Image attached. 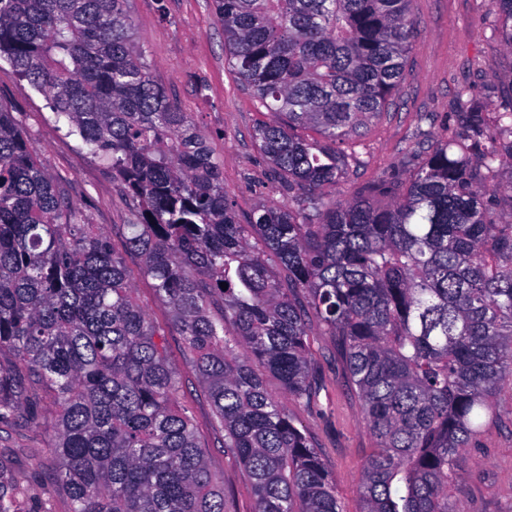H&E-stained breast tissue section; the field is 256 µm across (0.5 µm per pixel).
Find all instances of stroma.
Masks as SVG:
<instances>
[{"instance_id":"1","label":"stroma","mask_w":512,"mask_h":512,"mask_svg":"<svg viewBox=\"0 0 512 512\" xmlns=\"http://www.w3.org/2000/svg\"><path fill=\"white\" fill-rule=\"evenodd\" d=\"M413 7L418 26L403 79L388 111L345 145L349 171L336 190L337 198H351L396 175L409 149L425 151L440 136L455 135L456 114L463 109L457 96L462 85L486 98L489 114L499 110L500 100L485 81L486 70L492 63L512 68V51L493 32L495 0H414ZM129 8L152 79L188 114L218 155L227 202L239 223H248L261 206L286 202L287 188L275 178L272 164L251 137L254 126L268 120L269 114L225 62L217 0H131ZM0 107L13 113L45 172L66 185L90 223L104 229L122 256L138 303L166 327V345L183 383L184 400L201 443L209 447L211 469L224 479L229 512H254L249 480L231 456L212 445L213 408L196 371L183 359L182 336L169 325L152 279L142 274L141 258L125 248L130 201L102 161L56 119L44 95L2 59ZM310 341L311 355L321 367L319 405L309 408L292 402L288 410L307 429L335 476L345 512H359V479L372 439L342 369L331 356L332 337L314 335ZM495 402V414L484 418L480 433L463 451V477L448 488L451 512H512V388L499 390ZM51 421L46 412L38 428L0 429V456L11 460L34 491L49 474L36 454L54 443Z\"/></svg>"}]
</instances>
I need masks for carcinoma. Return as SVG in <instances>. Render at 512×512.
I'll return each mask as SVG.
<instances>
[{
  "instance_id": "carcinoma-1",
  "label": "carcinoma",
  "mask_w": 512,
  "mask_h": 512,
  "mask_svg": "<svg viewBox=\"0 0 512 512\" xmlns=\"http://www.w3.org/2000/svg\"><path fill=\"white\" fill-rule=\"evenodd\" d=\"M412 2L220 0L228 66L286 117L257 125L253 140L298 191L240 224L214 148L150 76L128 0H0V58L46 94L132 203L126 247L170 309L255 512H344L287 408L319 402L315 330L335 338L373 440L361 512H448V478L464 473L463 449L512 382V224L493 220L495 202L512 199L495 179L512 160V67H489L507 86L495 129L464 87L460 134L409 151L405 180L332 194L347 170L340 145L388 109L403 77ZM497 6L494 32L511 50L512 0ZM4 354L0 424L36 426L52 407L56 467L34 495L0 458V512H52L57 491L70 512H228L165 327L0 108Z\"/></svg>"
}]
</instances>
